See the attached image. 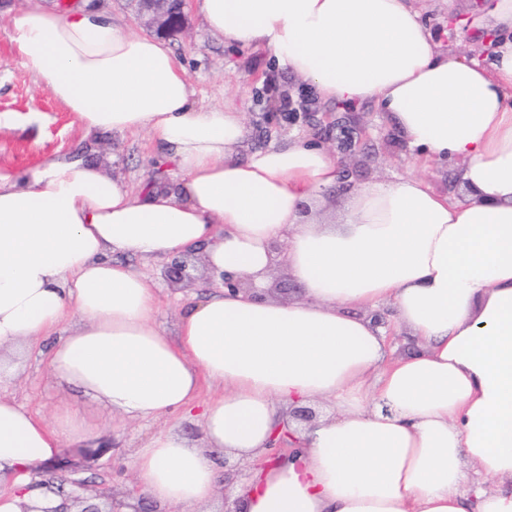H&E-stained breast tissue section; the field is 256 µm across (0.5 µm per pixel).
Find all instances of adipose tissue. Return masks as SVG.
I'll use <instances>...</instances> for the list:
<instances>
[{"label": "adipose tissue", "instance_id": "1", "mask_svg": "<svg viewBox=\"0 0 512 512\" xmlns=\"http://www.w3.org/2000/svg\"><path fill=\"white\" fill-rule=\"evenodd\" d=\"M197 6L211 32L269 50L322 99L377 104L416 163L462 160L466 195L405 175L347 189L337 219L310 220L339 180L323 146L241 156V114L198 107L160 39L86 0L10 12L21 58L85 137L147 132L179 175L136 192L58 155L0 176V383L72 318L47 364L78 393L48 419L0 396V512L60 507L41 470L92 446L96 404L120 422L200 415L205 447L171 426L135 453L162 508L200 512L224 478L215 457L264 456L285 424L296 442L238 488L241 512H512V39L484 67L441 56L411 0ZM189 253L209 280L170 337L138 265ZM279 260L298 299L261 293ZM227 274L254 291L229 292ZM384 305L412 342L395 357L363 315ZM205 383L216 394L199 406ZM321 401L333 414L289 423Z\"/></svg>", "mask_w": 512, "mask_h": 512}]
</instances>
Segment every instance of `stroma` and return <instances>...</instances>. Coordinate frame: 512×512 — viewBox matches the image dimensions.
<instances>
[{
    "instance_id": "obj_1",
    "label": "stroma",
    "mask_w": 512,
    "mask_h": 512,
    "mask_svg": "<svg viewBox=\"0 0 512 512\" xmlns=\"http://www.w3.org/2000/svg\"><path fill=\"white\" fill-rule=\"evenodd\" d=\"M35 1L47 8L58 5V0H0V175L15 178L47 157L79 152L100 160L110 173L124 177L135 189L172 182L177 168L167 160L161 143L143 132L105 135L97 141L85 139L75 116L24 64L10 38L9 11ZM412 3L442 54L484 66L491 64L492 47L499 34L480 21L484 0ZM185 15L183 31L167 37L166 43L186 68L197 106H224L243 114L248 128L244 152L281 145L297 137L313 139L348 165L352 184L391 181L418 172L436 192L459 196L461 162H434L418 170L401 131L373 104L344 111L338 103L322 100L299 77L278 67L267 51L231 46L211 33L194 0H189ZM281 97L301 105V112L288 116L277 104ZM166 265V259H158L144 265L143 271L157 285L155 321L171 334L180 309L208 275L199 259L190 270V280L173 283L164 275ZM53 342L50 336L42 339L15 379L0 387L1 396L12 397L45 417L72 395L48 370L46 353ZM96 417L101 425L99 449L75 457L62 470V478L82 479L91 485L104 483L121 493L133 482L131 463L136 448L154 432L176 424L196 445L204 443L203 428L196 419L136 420L116 429L108 410H97Z\"/></svg>"
}]
</instances>
